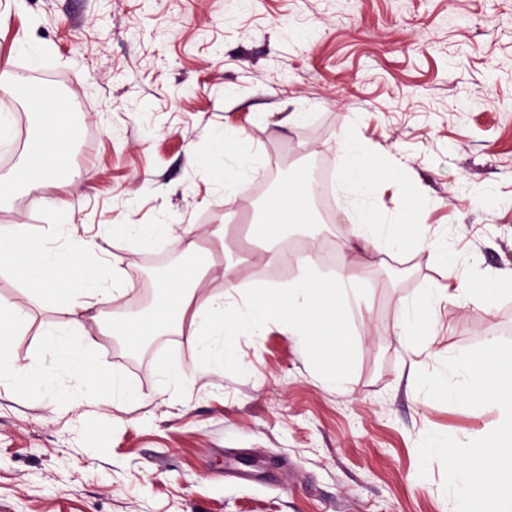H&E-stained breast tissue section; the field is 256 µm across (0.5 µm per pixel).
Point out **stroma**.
Here are the masks:
<instances>
[{
    "label": "stroma",
    "instance_id": "35a3bbf8",
    "mask_svg": "<svg viewBox=\"0 0 512 512\" xmlns=\"http://www.w3.org/2000/svg\"><path fill=\"white\" fill-rule=\"evenodd\" d=\"M0 59L38 87L65 84L85 111L68 175L19 179L39 121L0 101V225L55 224L96 241L122 269V314L156 296L168 242H136L126 224L251 223L303 159L340 165L342 142H368L378 176L424 199L377 201L389 224L444 225L454 283L486 304L441 306L432 354L399 339L402 305L443 283L430 251L347 248L344 212L321 224L376 281L353 311L348 389L276 324L238 340L239 362L205 367L188 336L92 351L144 401L30 395L0 379V512H451L444 467H421L430 432L467 442L495 406L436 401L415 387L438 357L512 342V0H0ZM257 158L264 192L225 197L200 160L224 139ZM0 296L30 316L11 340L16 367L50 366L40 334L57 298L32 299L0 277Z\"/></svg>",
    "mask_w": 512,
    "mask_h": 512
}]
</instances>
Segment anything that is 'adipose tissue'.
Returning a JSON list of instances; mask_svg holds the SVG:
<instances>
[{"label": "adipose tissue", "instance_id": "ef3b65f1", "mask_svg": "<svg viewBox=\"0 0 512 512\" xmlns=\"http://www.w3.org/2000/svg\"><path fill=\"white\" fill-rule=\"evenodd\" d=\"M12 90L24 101L34 104L44 118L41 136L31 140L28 153L38 176H58L63 168L66 147L72 129L56 121L52 105L37 96L27 84L13 80ZM343 161L338 171L339 186L346 197L345 211L351 219L348 237L358 248L378 244L398 252L434 247L445 281L424 295L409 300L395 325L398 336L430 346V329L437 308L444 303L467 299L485 304L483 293L451 287L456 255L440 245V232L422 224H379L375 221L377 187L371 179L378 163L367 143L346 138L341 145ZM254 156L240 141L225 140L223 146L202 163L203 172L220 169L225 194L236 192L252 172ZM308 190L303 182H291L270 203L264 215L248 226L250 239L267 243L266 263H283L286 253L278 243L289 229L309 223ZM126 237L142 242L163 239L184 253L195 256V264L174 276L157 281V306L145 318L123 317L99 325L97 335H90L82 317L94 307L110 306L124 295L126 278L119 269L108 268L100 257L94 240L73 238L69 244L49 248L34 243L25 225L0 226V268L20 277L31 297L41 299L62 294V321L44 332L41 344L50 353V370L16 369L6 346L25 322L24 313L8 299L0 297V371L11 375L15 384L47 398L57 397L63 378L76 387L103 395L119 405L140 402L141 395L119 374L102 378L87 361L97 336H119L131 348L165 329L188 328L200 354L219 363L238 358L237 339L258 333L270 321H278L288 335L306 345L311 353L331 362L336 383L347 379V359L336 349V339L344 335L352 303L361 298L366 283L356 275H341L325 280L314 269H305L291 282L255 289L243 300H236L242 282L237 264L225 263L222 271L225 290L204 293V282L212 273L214 262L199 245L196 225L177 229L170 224H139L125 229Z\"/></svg>", "mask_w": 512, "mask_h": 512}]
</instances>
